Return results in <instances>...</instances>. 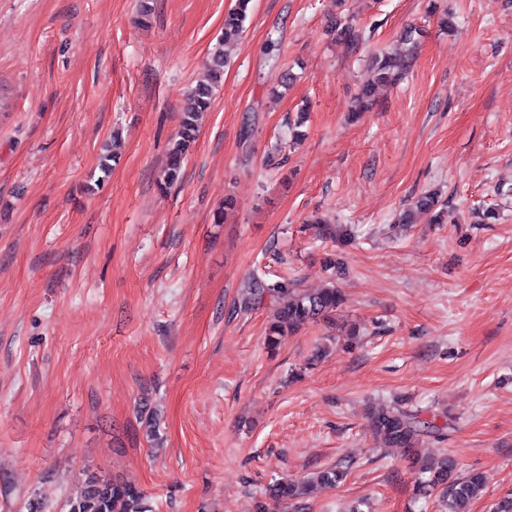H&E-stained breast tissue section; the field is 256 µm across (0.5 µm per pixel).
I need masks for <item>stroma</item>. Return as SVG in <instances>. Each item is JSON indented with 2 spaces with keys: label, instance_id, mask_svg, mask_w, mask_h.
<instances>
[{
  "label": "stroma",
  "instance_id": "obj_1",
  "mask_svg": "<svg viewBox=\"0 0 512 512\" xmlns=\"http://www.w3.org/2000/svg\"><path fill=\"white\" fill-rule=\"evenodd\" d=\"M426 3L252 0L163 191L235 0H151L146 22L139 0H0V512H67L92 473L136 483L153 512H253L273 480L337 463L346 479L309 512H438L367 425L369 402L397 396L451 417L422 452L487 476L471 512L512 492V0H439L449 32ZM344 18L358 46L331 38ZM411 28L407 74L350 119L370 57ZM426 191L445 223H397ZM492 205L499 220L476 223ZM317 213L364 232L339 280L364 336L314 363L329 327L270 354L269 302L239 298L255 271L322 286L337 245ZM251 2L252 0H236L234 9L224 16V34L210 53L206 79L199 81L191 90L188 105L182 112L178 138L168 152L162 190L176 186L182 179L183 163L188 148L196 139L199 118L210 109L214 91L224 75L227 62L224 47L238 41L242 36Z\"/></svg>",
  "mask_w": 512,
  "mask_h": 512
}]
</instances>
